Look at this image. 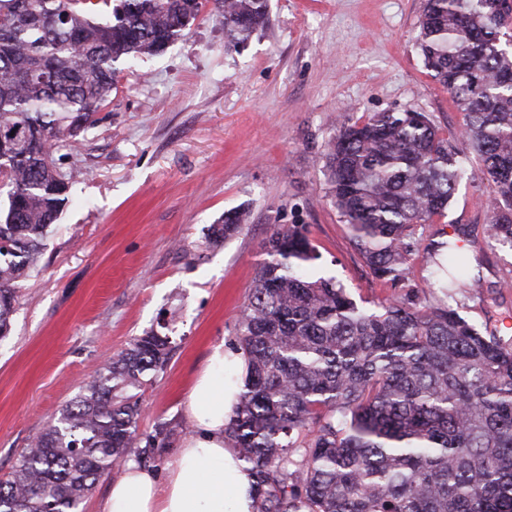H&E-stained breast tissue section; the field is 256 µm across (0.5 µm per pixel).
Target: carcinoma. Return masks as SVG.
Here are the masks:
<instances>
[{"mask_svg":"<svg viewBox=\"0 0 512 512\" xmlns=\"http://www.w3.org/2000/svg\"><path fill=\"white\" fill-rule=\"evenodd\" d=\"M235 47L266 27L268 0H215ZM426 0L418 47L465 113L467 147L424 112H378L329 142L325 175L353 248L374 277L407 279L423 250L426 288L370 306L318 272L302 224H276L235 325L248 371L224 444L254 487L253 512H512V337L446 299L482 287L481 244L512 250V0ZM207 0H0V340L36 270L74 172L54 152L93 127L122 66L184 35ZM491 183L483 242L471 230L419 247L467 167ZM235 209L209 227L232 239ZM155 331L109 357L0 480V512H75L112 464L140 457L139 391L164 368ZM172 436L157 426L145 447Z\"/></svg>","mask_w":512,"mask_h":512,"instance_id":"1","label":"carcinoma"}]
</instances>
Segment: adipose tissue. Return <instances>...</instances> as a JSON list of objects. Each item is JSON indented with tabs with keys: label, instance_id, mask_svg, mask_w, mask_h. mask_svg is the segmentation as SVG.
<instances>
[{
	"label": "adipose tissue",
	"instance_id": "ef3b65f1",
	"mask_svg": "<svg viewBox=\"0 0 512 512\" xmlns=\"http://www.w3.org/2000/svg\"><path fill=\"white\" fill-rule=\"evenodd\" d=\"M239 352L212 347L187 397L191 433L166 468L165 480L129 463L98 512H253L252 481L234 449L224 445V421L240 388L226 383V360Z\"/></svg>",
	"mask_w": 512,
	"mask_h": 512
}]
</instances>
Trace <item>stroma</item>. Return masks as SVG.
Masks as SVG:
<instances>
[{"label": "stroma", "instance_id": "stroma-1", "mask_svg": "<svg viewBox=\"0 0 512 512\" xmlns=\"http://www.w3.org/2000/svg\"><path fill=\"white\" fill-rule=\"evenodd\" d=\"M425 0H269V26L238 48L207 6L183 39L121 75L104 119L63 150L76 170L71 202L44 241L0 342V476L101 369L149 330L170 336L163 370L142 388L140 438L175 431L142 465L164 476L190 432L185 403L211 347L232 346L272 225H306L325 275L356 302L401 288L373 277L331 203L327 144L377 112L430 115L462 145L464 114L426 70L417 46ZM489 184L463 180L427 234L482 232ZM249 221L207 243L225 212ZM484 285L456 295L476 324L512 328V252L484 248Z\"/></svg>", "mask_w": 512, "mask_h": 512}]
</instances>
